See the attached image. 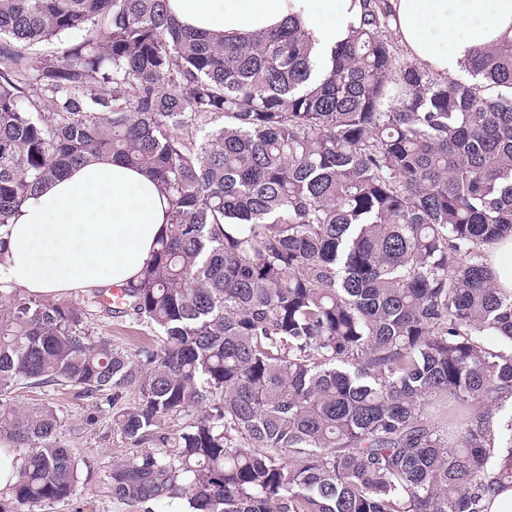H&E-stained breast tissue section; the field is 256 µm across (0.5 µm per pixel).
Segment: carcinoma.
<instances>
[{
    "label": "carcinoma",
    "mask_w": 512,
    "mask_h": 512,
    "mask_svg": "<svg viewBox=\"0 0 512 512\" xmlns=\"http://www.w3.org/2000/svg\"><path fill=\"white\" fill-rule=\"evenodd\" d=\"M167 0H0V226L110 155L169 208L120 306L0 282V512L70 499L51 402L112 410L132 456L106 496L184 512H484L512 484V41L433 79L386 0L324 67L307 30L215 43ZM46 46L35 62L25 51ZM132 315L157 348L93 333ZM156 451L148 450V447ZM486 263L498 277V288L504 291H512V237L489 245L485 249ZM510 257V263L507 258ZM18 458L10 443L0 441V491H3V497L8 495L4 491H8L17 480L21 464Z\"/></svg>",
    "instance_id": "cac0c4a2"
}]
</instances>
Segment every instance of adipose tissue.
<instances>
[{
  "label": "adipose tissue",
  "mask_w": 512,
  "mask_h": 512,
  "mask_svg": "<svg viewBox=\"0 0 512 512\" xmlns=\"http://www.w3.org/2000/svg\"><path fill=\"white\" fill-rule=\"evenodd\" d=\"M185 27L229 40L300 21L324 52L360 23L362 0H168ZM391 29L409 59L461 74L474 48L512 40V0H389ZM166 196L142 172L110 158L73 168L28 199L0 228V279L57 298L136 280L164 234Z\"/></svg>",
  "instance_id": "ef3b65f1"
}]
</instances>
